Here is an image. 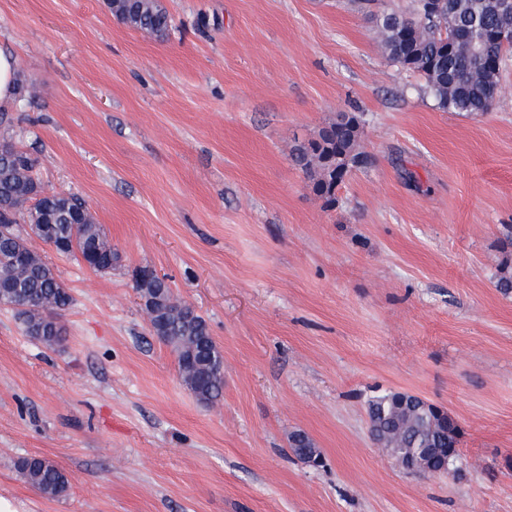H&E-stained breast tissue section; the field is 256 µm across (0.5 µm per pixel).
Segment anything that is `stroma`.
<instances>
[{
  "mask_svg": "<svg viewBox=\"0 0 512 512\" xmlns=\"http://www.w3.org/2000/svg\"><path fill=\"white\" fill-rule=\"evenodd\" d=\"M107 0H0L33 95L10 111L45 188L84 198L119 262L42 246L73 303L48 347L0 306V498L15 512H512V58L490 111L439 109L357 0H163L157 38ZM371 165L326 206L290 154L338 113ZM208 322L205 406L150 330L137 269ZM382 390L444 406L455 474L371 440ZM314 440L321 467L290 447ZM43 456L59 500L22 478ZM23 478L48 498L60 499L67 495L69 479L52 461L40 457L23 458L18 465Z\"/></svg>",
  "mask_w": 512,
  "mask_h": 512,
  "instance_id": "35a3bbf8",
  "label": "stroma"
}]
</instances>
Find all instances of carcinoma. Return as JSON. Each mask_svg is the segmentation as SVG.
I'll return each mask as SVG.
<instances>
[{"instance_id": "carcinoma-1", "label": "carcinoma", "mask_w": 512, "mask_h": 512, "mask_svg": "<svg viewBox=\"0 0 512 512\" xmlns=\"http://www.w3.org/2000/svg\"><path fill=\"white\" fill-rule=\"evenodd\" d=\"M434 11L423 0H412L411 10L373 9L374 0H360L382 35L386 58L421 75L439 108L447 112L476 114L491 109L500 63L512 53L490 37L493 32L512 34V4L505 0H434ZM112 15L134 30L164 37L172 18L162 0H107ZM363 127L359 116L342 112L314 139L296 145L291 159L310 180L312 189L329 204L336 190L355 168L369 163L361 150ZM38 160L12 140H0V225L16 226L0 235V305L12 307L23 300L18 315L26 332L47 346L63 340L61 317L73 298L54 266L40 252L45 245L68 244L67 254L80 259L95 251L93 270H112L118 260L112 244L90 208L66 191L47 190L36 178ZM496 287L512 292V262L503 260ZM135 288L151 313L152 330L177 354L187 388L198 401L215 404L224 393V357L207 321L191 307L174 301L168 283L151 275L135 278ZM395 391L372 397L367 416L376 443L401 464L430 461L432 474H450L462 463V430L453 418L445 419L432 406L402 405ZM291 448L305 459L319 454L304 433L291 435ZM23 478L48 498L67 495L69 479L52 461L30 456L19 462Z\"/></svg>"}]
</instances>
